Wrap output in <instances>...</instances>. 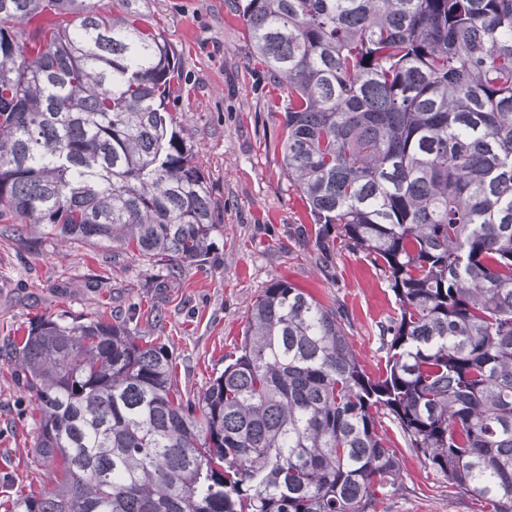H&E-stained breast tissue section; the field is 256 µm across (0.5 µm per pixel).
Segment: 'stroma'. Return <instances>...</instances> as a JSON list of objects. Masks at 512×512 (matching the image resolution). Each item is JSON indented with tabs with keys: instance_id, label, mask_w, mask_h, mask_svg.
<instances>
[{
	"instance_id": "35a3bbf8",
	"label": "stroma",
	"mask_w": 512,
	"mask_h": 512,
	"mask_svg": "<svg viewBox=\"0 0 512 512\" xmlns=\"http://www.w3.org/2000/svg\"><path fill=\"white\" fill-rule=\"evenodd\" d=\"M136 8L180 57L174 115L219 205L214 255L172 276L107 245L0 224V503L53 486L35 454L39 416L9 361L38 317L137 313L139 334L166 343L180 389L197 394L223 372L265 288L287 280L340 307L365 371L385 373L380 329L397 308L388 278L362 250L321 246L283 163L288 93L254 56L231 0H137ZM383 426L399 488L376 512H478L473 498L449 495L392 419Z\"/></svg>"
}]
</instances>
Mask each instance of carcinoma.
<instances>
[{"instance_id":"carcinoma-1","label":"carcinoma","mask_w":512,"mask_h":512,"mask_svg":"<svg viewBox=\"0 0 512 512\" xmlns=\"http://www.w3.org/2000/svg\"><path fill=\"white\" fill-rule=\"evenodd\" d=\"M121 2L0 0V222L175 273L210 261L218 206L171 111L177 54ZM234 3L288 90L312 223L388 275L386 375L287 281L192 397L127 324L41 319L12 359L55 487L10 512H375L398 472L385 415L448 495L512 512V0Z\"/></svg>"}]
</instances>
